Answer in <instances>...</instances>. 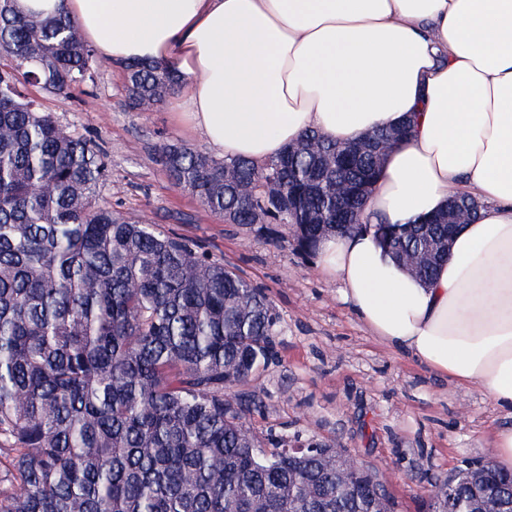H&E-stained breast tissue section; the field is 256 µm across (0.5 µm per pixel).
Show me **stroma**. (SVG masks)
I'll list each match as a JSON object with an SVG mask.
<instances>
[{
  "mask_svg": "<svg viewBox=\"0 0 512 512\" xmlns=\"http://www.w3.org/2000/svg\"><path fill=\"white\" fill-rule=\"evenodd\" d=\"M37 97L101 150L108 168L102 196L114 211L192 242L270 297L276 357L252 385L266 406L251 419L256 432H299L354 449L388 478L401 512H419L435 477L495 458L494 436L512 425L511 409L384 346L356 319L340 284L319 275L317 257L297 251L292 232L273 238L224 223L171 184L156 160L162 147L208 146L169 104L132 109L116 65L85 93Z\"/></svg>",
  "mask_w": 512,
  "mask_h": 512,
  "instance_id": "obj_1",
  "label": "stroma"
}]
</instances>
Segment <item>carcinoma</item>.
I'll return each mask as SVG.
<instances>
[{
    "instance_id": "obj_1",
    "label": "carcinoma",
    "mask_w": 512,
    "mask_h": 512,
    "mask_svg": "<svg viewBox=\"0 0 512 512\" xmlns=\"http://www.w3.org/2000/svg\"><path fill=\"white\" fill-rule=\"evenodd\" d=\"M112 65L66 16L21 14L0 0V512H394L367 490L334 443L248 423L250 385L274 356L276 317L260 288L224 262L102 202L107 166L76 130L42 111L32 89L71 94ZM131 108L150 112L174 93L165 67L123 64ZM311 141L321 153L307 150ZM344 153L316 131L276 159H215L168 145L173 185L242 228L289 227L315 255L336 229L320 181L355 180L382 156ZM251 176L242 201L225 171ZM295 198L288 212L275 199ZM327 216L329 223L316 219ZM396 259L448 240V212L375 225ZM448 252L414 271L433 279ZM310 449L288 454L289 441ZM476 470L439 476L436 512L498 509L476 495ZM455 497L448 501V480Z\"/></svg>"
}]
</instances>
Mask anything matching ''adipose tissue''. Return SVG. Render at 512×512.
Returning <instances> with one entry per match:
<instances>
[{
  "instance_id": "obj_1",
  "label": "adipose tissue",
  "mask_w": 512,
  "mask_h": 512,
  "mask_svg": "<svg viewBox=\"0 0 512 512\" xmlns=\"http://www.w3.org/2000/svg\"><path fill=\"white\" fill-rule=\"evenodd\" d=\"M65 14L106 60L179 79L182 123L227 158L273 160L307 131L348 144L411 124L361 232L318 249L356 318L458 386L512 405V0H15ZM480 202L430 282L373 225Z\"/></svg>"
}]
</instances>
